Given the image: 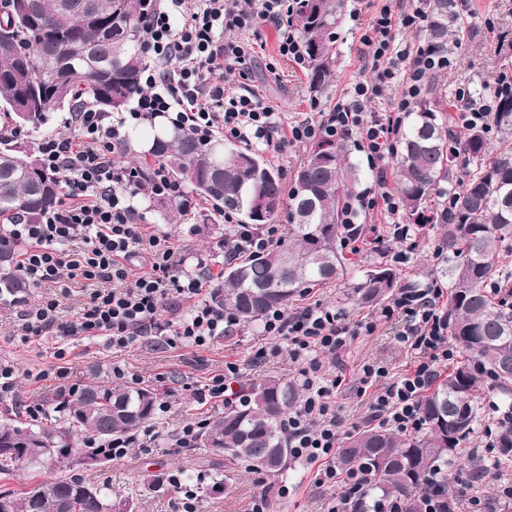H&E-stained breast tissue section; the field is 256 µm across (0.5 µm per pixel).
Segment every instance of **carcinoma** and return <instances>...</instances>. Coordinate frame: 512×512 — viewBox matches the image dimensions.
Returning <instances> with one entry per match:
<instances>
[{
  "label": "carcinoma",
  "mask_w": 512,
  "mask_h": 512,
  "mask_svg": "<svg viewBox=\"0 0 512 512\" xmlns=\"http://www.w3.org/2000/svg\"><path fill=\"white\" fill-rule=\"evenodd\" d=\"M345 0H301L295 23L304 40L309 90L322 93L336 68V28ZM145 0H0V113L15 126L45 130L51 113L73 115L95 106L119 112L140 90V17ZM464 21L456 0H428L426 42L450 53L462 42ZM64 41L77 50L64 55ZM496 123L512 134V97L498 103ZM18 146L0 142V221L30 224L55 204L60 182L38 160L19 156ZM148 154L216 211H232L243 224H271L288 207V240L242 263L225 265L224 280L209 295L213 306L233 312L240 323L260 322L272 307H288L296 296L347 273L341 245L349 190L360 180L345 143L311 150L295 181L284 189L278 170L263 157L232 142L200 141L180 130L153 134ZM395 186L408 224L446 223L443 258L433 269L448 280V336L465 357L437 381L422 404L426 431L414 438L367 428L347 436L336 453V469L360 468L369 474L366 496L353 512H374L389 497L407 502L405 512H425L423 481L440 468L455 465L457 450L480 418L481 390L491 389L512 410V370L499 360L512 357V303L488 288L512 282V152L490 156L485 132L459 128L436 86L421 98L403 122L394 158ZM456 206L442 220L429 213L428 197L443 182L454 185ZM272 205L259 213L258 199ZM16 246L0 234V296L14 299L27 282L14 264ZM400 287L397 274L379 260L362 279L346 283V297L372 305ZM249 403L213 417L200 445L219 442L224 465L243 462L277 476L288 469L292 449L280 422L302 400L295 383L270 379L246 394ZM160 394L144 386L94 379L75 391L56 395L51 410L37 420L0 421V475L40 464L51 451L53 462L70 465L82 450L103 463L111 458L112 437L131 433L149 420ZM30 488L0 491V512H112L123 500L112 490L77 479H51Z\"/></svg>",
  "instance_id": "carcinoma-1"
}]
</instances>
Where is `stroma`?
I'll return each mask as SVG.
<instances>
[{
	"label": "stroma",
	"mask_w": 512,
	"mask_h": 512,
	"mask_svg": "<svg viewBox=\"0 0 512 512\" xmlns=\"http://www.w3.org/2000/svg\"><path fill=\"white\" fill-rule=\"evenodd\" d=\"M398 8V0H348L347 12L337 30L336 77L320 94L308 90V73L278 54L277 34L272 25L263 24L247 32L254 46L247 83L275 111L283 123L301 119L304 112L330 111L358 80L367 77L366 46L361 40L370 17L382 5ZM465 36L454 54V65L439 75L443 96L457 103L460 91L494 90L501 74L512 75V56L496 49L501 32L512 31V0H465L463 5ZM183 203L189 204L190 216L177 223L164 224L156 204L143 200L147 218L154 230L171 233L185 258L186 270H196L206 262L214 277H221V243L233 228L223 217L212 215L211 207L192 190H185ZM416 247L409 262L398 267L402 281L427 280L438 262L434 249L440 242L439 228L424 227L413 231ZM59 342L52 336L24 335L11 307L0 308V362L14 367L16 384L11 393L0 397V414H25L33 402L49 405L62 382L84 385L93 378L113 379V367H121L124 381L158 389L169 404L168 412L154 413L150 424L158 439L155 447L132 448L121 459L89 468H63L44 463L28 466L13 475L0 478V489H18L49 477L77 478L99 487L128 493L135 512H183V495L170 485L167 474L188 481L197 491V512H249L255 497L266 496L269 512H324L340 486L318 484L313 468L292 461L278 477L248 471L246 466L225 468L223 457L201 445L178 447L176 435L187 421L209 418L223 412V405H200L196 392L214 375L223 373L228 362L240 364L242 374L232 387L246 392L265 379L277 377L300 382V363L291 361L287 352H276V343L261 335L259 327L240 328L238 335L227 336L203 349L171 347L156 337L146 336L131 348L115 350L104 340L75 339L67 347L65 359H58ZM270 353L261 360L253 355L259 347ZM387 365L400 373L411 358L398 346L391 324L379 326L371 336L357 337L342 355V372L347 380L335 397L336 414L342 435L363 429L367 400L357 397L352 381L364 363ZM288 484L291 493L280 497L278 488Z\"/></svg>",
	"instance_id": "1"
}]
</instances>
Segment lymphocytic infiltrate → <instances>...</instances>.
Returning <instances> with one entry per match:
<instances>
[{"instance_id":"f902f5d3","label":"lymphocytic infiltrate","mask_w":512,"mask_h":512,"mask_svg":"<svg viewBox=\"0 0 512 512\" xmlns=\"http://www.w3.org/2000/svg\"><path fill=\"white\" fill-rule=\"evenodd\" d=\"M428 0H413L398 10L381 6L373 14L363 42L369 49L373 79L354 84L347 98L327 112H310L291 124L246 85L224 84L228 72H246L252 47L237 39L239 31L259 22L274 25L278 52L297 67L307 65L304 42L293 22L298 0H153L140 21L141 91L128 111L81 112L70 137L38 141V159L45 171L64 182L66 191L40 223L16 222L9 234L20 244L17 268L33 286L56 283L59 297L26 303L17 317L37 336L61 340L103 338L115 348H128L145 335L164 338L169 346L206 348L233 335L239 322L203 299L207 277L183 269L171 234L148 229L147 215L136 198L149 192L158 200L180 197V184L164 165H155L148 186H141L131 167L112 156L127 143L131 127L160 115L197 139L214 135L246 147L260 144L274 153L288 147L355 139L376 172L375 187L353 196L344 220V242L363 237L360 214L383 210L391 217L394 238L406 242L411 227L396 223L402 209L397 192L387 187V168L395 156L400 127L407 112L426 94L428 75L448 70L447 51L402 44L399 30L420 31L427 22ZM390 86L400 92L391 111H367L366 105ZM512 94V76H502L493 93H462L464 125L491 131L499 97ZM233 233L224 240V256L239 259L267 250L284 240L279 224L253 227L225 214ZM90 285L79 316L63 318L60 296L70 284ZM191 302L187 314L162 316V309ZM398 320L396 340L410 352V369L394 376L383 365H362L355 379L358 395H369L368 419L399 435L414 436L425 428L422 400L442 369L456 357L448 338V306L437 281L398 288L379 316L347 323L343 314L320 303L294 311L270 310L262 333L285 341L293 357L305 358L311 371L324 359H339L357 337L373 335L379 319ZM342 378L328 374L322 383L307 382L301 405L281 425L294 459L316 465L318 482L342 483L346 490L327 512H351L369 482L361 470L338 472L331 461L339 444L338 422L331 397Z\"/></svg>"}]
</instances>
